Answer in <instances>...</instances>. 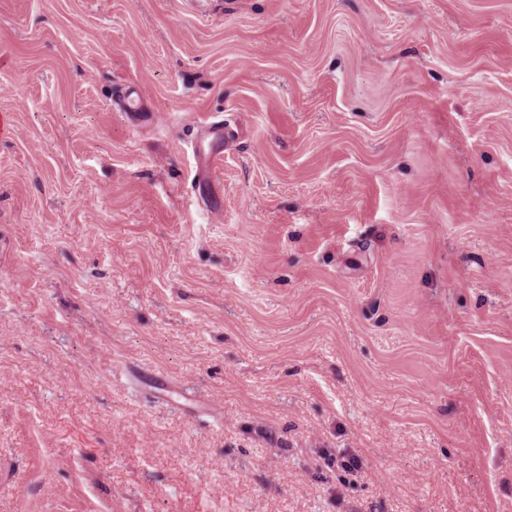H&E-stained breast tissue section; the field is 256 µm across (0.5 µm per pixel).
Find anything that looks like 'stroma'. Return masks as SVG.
Returning <instances> with one entry per match:
<instances>
[{
    "label": "stroma",
    "instance_id": "obj_1",
    "mask_svg": "<svg viewBox=\"0 0 512 512\" xmlns=\"http://www.w3.org/2000/svg\"><path fill=\"white\" fill-rule=\"evenodd\" d=\"M1 112L0 512H512V0H0Z\"/></svg>",
    "mask_w": 512,
    "mask_h": 512
}]
</instances>
